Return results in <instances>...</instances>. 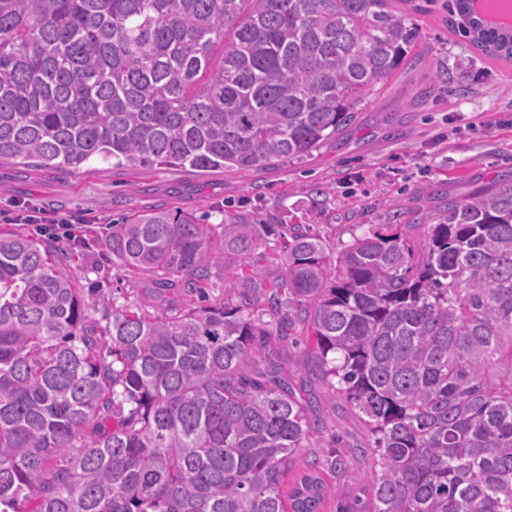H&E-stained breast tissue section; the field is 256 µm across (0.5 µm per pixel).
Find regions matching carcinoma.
I'll use <instances>...</instances> for the list:
<instances>
[{
  "mask_svg": "<svg viewBox=\"0 0 512 512\" xmlns=\"http://www.w3.org/2000/svg\"><path fill=\"white\" fill-rule=\"evenodd\" d=\"M401 2L0 0V159L277 166L348 128L439 9L512 63V31L456 22L467 0ZM282 228L124 215L105 246L155 314L104 302L98 328L73 252L0 227V512H322L316 462L283 491L320 427L282 348L300 327L365 424L371 512H512V183L338 245ZM227 255L229 297L194 302Z\"/></svg>",
  "mask_w": 512,
  "mask_h": 512,
  "instance_id": "carcinoma-1",
  "label": "carcinoma"
}]
</instances>
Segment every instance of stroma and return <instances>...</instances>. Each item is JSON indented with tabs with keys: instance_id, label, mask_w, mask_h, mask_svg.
Returning <instances> with one entry per match:
<instances>
[{
	"instance_id": "35a3bbf8",
	"label": "stroma",
	"mask_w": 512,
	"mask_h": 512,
	"mask_svg": "<svg viewBox=\"0 0 512 512\" xmlns=\"http://www.w3.org/2000/svg\"><path fill=\"white\" fill-rule=\"evenodd\" d=\"M420 65L398 71L371 92L356 123L311 154L272 169L216 171L153 167L115 169L94 164L78 172L46 171L0 160V211L23 202L81 211L90 224L77 272L119 304H142L148 277L113 269L104 240L112 219L151 204L207 216L219 224L237 208L271 218L287 216L314 235L340 244L364 227L435 214L446 195L512 183V63L488 58L443 26L424 18ZM387 206H380V199ZM319 398L323 422L314 436L317 456L337 451L348 459L335 478L338 495L324 512H370L371 462L360 447V420L309 373L308 336L283 345Z\"/></svg>"
}]
</instances>
